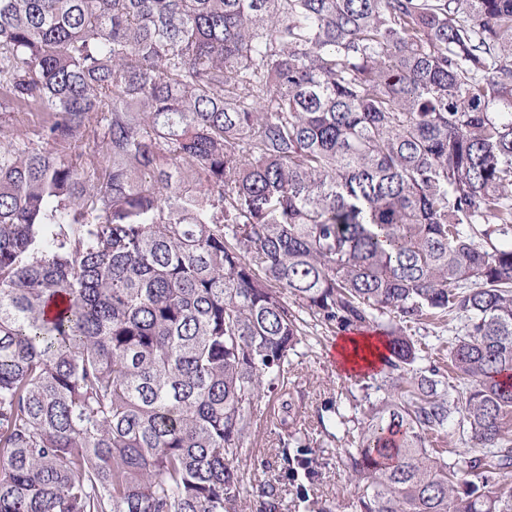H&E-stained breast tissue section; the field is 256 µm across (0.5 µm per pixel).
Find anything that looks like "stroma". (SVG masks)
<instances>
[{
    "label": "stroma",
    "mask_w": 512,
    "mask_h": 512,
    "mask_svg": "<svg viewBox=\"0 0 512 512\" xmlns=\"http://www.w3.org/2000/svg\"><path fill=\"white\" fill-rule=\"evenodd\" d=\"M299 316L307 323L305 344L293 357L277 392L263 395L252 409L253 429L244 442L245 457L240 464L242 497L252 501L259 485L281 474L276 448L288 425L282 419L280 403L288 397L295 405L298 423L318 450L319 477L311 497L326 501L332 512H352L355 488L343 464L344 450L357 440L369 402L385 397L386 392L373 388L370 378L345 373L335 366L331 349L340 336L338 329L321 325L308 310H300ZM463 326L460 318L447 322L423 319L406 328L421 344V367L437 368L440 379L448 383L453 380L448 370V340ZM334 409L343 415V423L322 431L320 417L329 416Z\"/></svg>",
    "instance_id": "stroma-1"
}]
</instances>
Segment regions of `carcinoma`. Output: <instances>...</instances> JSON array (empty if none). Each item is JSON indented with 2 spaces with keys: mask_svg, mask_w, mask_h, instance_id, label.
I'll use <instances>...</instances> for the list:
<instances>
[{
  "mask_svg": "<svg viewBox=\"0 0 512 512\" xmlns=\"http://www.w3.org/2000/svg\"><path fill=\"white\" fill-rule=\"evenodd\" d=\"M292 302L385 346L352 512H512V0H0V512H243ZM464 319H454L448 322L430 321L423 319L408 323L406 334L413 336L421 342V349L424 360L418 363V367L430 369L436 367L440 373L435 378L441 379L448 385H457L453 378L455 377L448 372V357L450 353V344L448 343L451 336L461 331L464 326Z\"/></svg>",
  "mask_w": 512,
  "mask_h": 512,
  "instance_id": "1",
  "label": "carcinoma"
}]
</instances>
